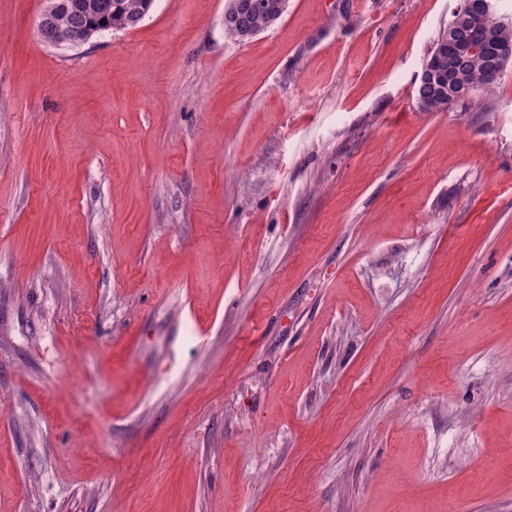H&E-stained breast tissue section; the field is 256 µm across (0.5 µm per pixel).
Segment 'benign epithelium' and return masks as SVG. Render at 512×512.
<instances>
[{
    "label": "benign epithelium",
    "instance_id": "1",
    "mask_svg": "<svg viewBox=\"0 0 512 512\" xmlns=\"http://www.w3.org/2000/svg\"><path fill=\"white\" fill-rule=\"evenodd\" d=\"M151 0H145L140 7L129 6L122 0H48V6L38 21V31L45 41L51 40L55 17L63 12H74L84 16L85 24L81 27L72 45L87 43L96 36L112 32V26L92 21L94 17L106 18L114 10L127 13V26L130 29L138 27L149 13ZM460 23L468 28V36L459 38L453 30H448L447 40L440 47L437 58L428 66L418 80L417 90L421 91L427 85L448 98L459 100L468 95L464 75L453 68L457 61L477 58L485 65L491 75L502 72L506 64L512 61V46H502L497 43L491 20L494 13L487 0L475 3L468 0L460 11ZM448 59V70H443L442 61Z\"/></svg>",
    "mask_w": 512,
    "mask_h": 512
}]
</instances>
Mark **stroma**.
<instances>
[{"mask_svg": "<svg viewBox=\"0 0 512 512\" xmlns=\"http://www.w3.org/2000/svg\"><path fill=\"white\" fill-rule=\"evenodd\" d=\"M0 0V512H512V65L461 0ZM136 4H142L139 8L129 6L124 2H116V0H49L48 6L41 14L38 21V31L45 41L51 40V34L55 17L59 13L74 12L82 14L83 18L76 14H62L57 17L54 28L55 36L58 41L67 43L77 28L81 27L74 39L69 42L71 45H81L87 43L96 36L106 35L112 32V26L105 23H96L90 21V18L112 16V9L124 10L127 13L128 29L137 28L149 13L151 0H123ZM143 2V3H142ZM115 24L124 22V16H112ZM230 1L226 0L224 6V34L238 41L251 39L254 35L277 25L286 11L287 4L283 0L262 1L269 4L268 10L254 12L250 25L244 26L236 19ZM470 7V8H469ZM478 7L477 11L474 8ZM460 23L468 28V36L465 39L459 38L453 29H448L438 37L434 46L424 63L423 70L432 58L435 57L438 49L437 58L432 65H429L421 74L417 81V90L419 95L423 88L431 85L434 90L441 94H448V98L439 100L432 94H427L418 106L423 112H444L448 110V99L459 100L466 97L469 92L466 89L465 77L473 85L474 92L491 90L501 78L499 76H490L501 73L508 62L512 60V46H502L497 43L491 20L495 17L491 11V4L487 1H478L477 3L467 1L460 11ZM446 40V41H445ZM445 41V42H444ZM444 42V43H443ZM443 45L441 46V44ZM441 46V47H440ZM448 57V81L445 80L442 61ZM472 58H481L483 65L470 60L461 67V72L453 68L456 61H462ZM448 89V92H447Z\"/></svg>", "mask_w": 512, "mask_h": 512, "instance_id": "35a3bbf8", "label": "stroma"}]
</instances>
